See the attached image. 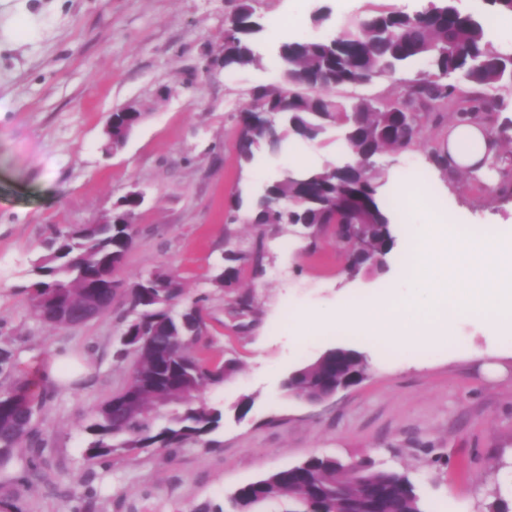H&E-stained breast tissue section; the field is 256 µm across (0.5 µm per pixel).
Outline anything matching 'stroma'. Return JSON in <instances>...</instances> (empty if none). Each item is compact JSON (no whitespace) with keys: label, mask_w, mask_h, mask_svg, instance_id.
<instances>
[{"label":"stroma","mask_w":512,"mask_h":512,"mask_svg":"<svg viewBox=\"0 0 512 512\" xmlns=\"http://www.w3.org/2000/svg\"><path fill=\"white\" fill-rule=\"evenodd\" d=\"M327 21L314 23V0H257L264 24L295 19L316 37L381 9L412 11L425 0H324ZM231 0H0V342L9 341L15 376L59 351L89 366L61 389L48 388L36 414L50 448L52 484L22 490L20 512H77L92 491L97 512H196L237 488L313 455L373 460L407 472L428 512H487L498 489L512 505V330L487 338L482 316L449 308L412 314L427 345L393 346L357 327L324 325L314 333L285 322L286 308L319 313L371 297L404 301L410 276L400 265L410 242L433 222L429 205L397 212L396 245L382 272L351 273L331 232L310 242L299 225L248 224L230 215L234 198L251 201L286 169L293 151L319 166L337 162L339 129L322 141L260 151L240 163L237 115L248 92L277 82L276 68L224 71V19ZM407 70L367 84L333 89L337 99L401 96ZM144 112L124 146L105 153L104 126L116 110ZM423 140L385 151L375 165L402 180L420 173L450 219L439 242L454 249L455 219L477 233L512 238V198L490 192L500 172L440 176L423 146L448 145L447 127L426 125ZM130 191L142 192L137 234L124 275L165 267L187 298L208 295L202 339L192 352L208 362L234 361L224 385L205 391L224 420L207 442L175 451L89 463L83 427L99 403L126 383L130 362L113 357L129 318L124 294L85 324L51 328L36 320L24 292L51 227L94 224ZM263 240L262 276L240 266L239 289L253 307L239 311L235 292L214 286L227 250L250 253ZM238 289V290H239ZM334 347L368 358L366 379L310 405L281 388L292 369ZM253 404L238 416L236 404Z\"/></svg>","instance_id":"1"}]
</instances>
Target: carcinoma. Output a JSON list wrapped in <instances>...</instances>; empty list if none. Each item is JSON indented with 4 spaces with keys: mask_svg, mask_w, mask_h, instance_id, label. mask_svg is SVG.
Masks as SVG:
<instances>
[{
    "mask_svg": "<svg viewBox=\"0 0 512 512\" xmlns=\"http://www.w3.org/2000/svg\"><path fill=\"white\" fill-rule=\"evenodd\" d=\"M229 16L234 28L224 37L221 62L231 72L263 65L254 48L255 36L264 31L255 0H233ZM484 11H463L456 0H432L407 12L379 11L343 25L324 38L292 36L281 41L275 66L276 84L252 89L250 102L239 112L238 157L245 164L265 149L281 151L288 139L313 143L331 127L342 129L341 148L350 155L368 146L376 156L385 150L405 149L421 139L424 127L451 118L455 124L482 125L492 145L512 143V119L499 121L489 110L485 93L512 83V56L498 51L488 39L486 17L512 14V0H481ZM421 63L425 69L404 86L409 111L396 113L386 100L342 102L329 94L341 86L368 83L399 68ZM265 104L261 112L253 102ZM142 112L112 113V136L144 120ZM338 165L297 167L266 185L252 209L259 226L330 224L336 215ZM386 183L374 166L360 171L358 199L344 198L345 207H367L374 223L364 228L363 247L373 253L392 250L390 224L394 200H385ZM119 211L110 224H73L56 227L42 244L45 254L31 269L27 285L33 316L45 325L68 324L69 312L79 308L112 307V265H124L136 228L119 224ZM263 237L250 256L224 255L227 266L216 276L219 288L238 287L234 263L251 259L262 267ZM126 296L132 319L126 330L144 331L148 342H120L119 362L135 354L133 378L101 402L85 424L89 461L114 455H134L147 448L175 449L215 431L223 410L200 398V393L224 384L236 365L231 361L207 364L195 358L191 347L205 332L203 311L207 297L184 302V288L172 273L160 269L152 278L127 282ZM344 372L367 369V356H341ZM333 361L307 363L294 380L293 390L321 393L320 380L333 374ZM40 402L30 380L17 379L0 390V470L8 468L19 450L25 451L21 473L11 480L13 491L0 498V512L17 509V491L35 481L49 479L42 443L36 440L35 415ZM314 482L306 484L280 470L240 487L232 497L233 512H258L274 506L278 512H364L370 493L381 490V512H427L409 476L383 470L371 461L344 463L328 456L303 462Z\"/></svg>",
    "mask_w": 512,
    "mask_h": 512,
    "instance_id": "cac0c4a2",
    "label": "carcinoma"
}]
</instances>
